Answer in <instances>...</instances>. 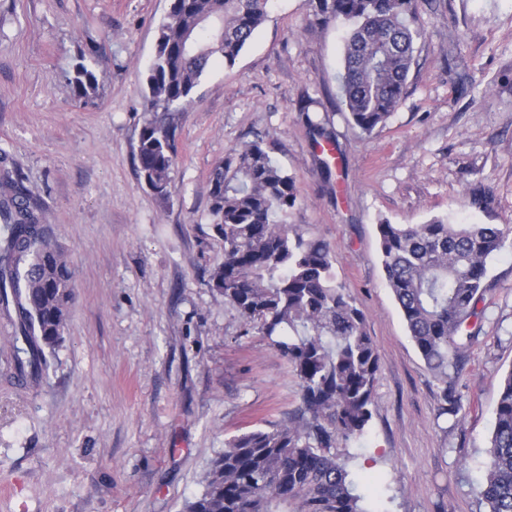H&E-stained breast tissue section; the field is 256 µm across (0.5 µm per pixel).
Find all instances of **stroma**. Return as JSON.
<instances>
[{"mask_svg": "<svg viewBox=\"0 0 512 512\" xmlns=\"http://www.w3.org/2000/svg\"><path fill=\"white\" fill-rule=\"evenodd\" d=\"M170 4L0 0V151L74 284L47 379L16 374L13 330L0 321V512H183L228 439L293 415L288 363L208 284L224 260L209 173L257 138L295 179L287 223L329 244L378 348L367 434L334 450L365 507L486 512L477 483L512 371V244L488 262L461 409L447 416L386 286L377 225H512V0H423L425 38L402 101L368 137L339 99L344 26L309 28V0H270L234 66L216 65L195 88L161 200L133 151ZM92 49L98 95L79 105L68 78ZM308 97L335 134L332 154L298 110Z\"/></svg>", "mask_w": 512, "mask_h": 512, "instance_id": "obj_1", "label": "stroma"}]
</instances>
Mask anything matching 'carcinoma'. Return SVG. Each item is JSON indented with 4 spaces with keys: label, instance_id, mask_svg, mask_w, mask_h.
<instances>
[{
    "label": "carcinoma",
    "instance_id": "carcinoma-1",
    "mask_svg": "<svg viewBox=\"0 0 512 512\" xmlns=\"http://www.w3.org/2000/svg\"><path fill=\"white\" fill-rule=\"evenodd\" d=\"M268 0H173L158 29L145 84L152 113L134 150L140 180L170 194L175 134L203 72L228 67L267 17ZM309 26L346 25L340 92L347 121L370 135L400 104L423 37L419 0H310ZM96 61L80 56L69 83L87 104L97 90ZM300 102L305 123L326 143L334 133ZM224 262L209 285L245 324L286 359L301 406L284 424L254 428L226 442L203 493L186 512H368L365 496L330 449L360 439L371 418L379 353L364 312L336 280L330 247L306 239L282 216L294 207V177L256 139L232 150L209 181ZM387 287L409 336L438 382L443 415L459 411L453 386L478 332L488 260L505 246L508 224H377ZM72 300L68 260L50 242L38 204L8 156L0 154V308H15L14 362L22 375L48 377L45 351L62 343ZM487 512H512V371L498 394L488 460L479 482Z\"/></svg>",
    "mask_w": 512,
    "mask_h": 512
}]
</instances>
